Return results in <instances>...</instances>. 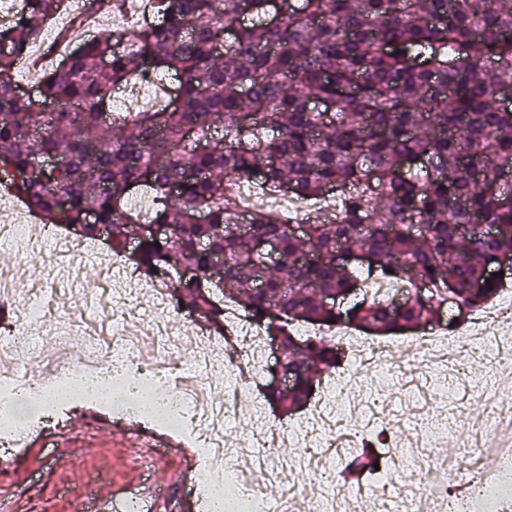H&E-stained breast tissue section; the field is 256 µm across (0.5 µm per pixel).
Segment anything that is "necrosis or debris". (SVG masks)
Here are the masks:
<instances>
[{
    "label": "necrosis or debris",
    "instance_id": "necrosis-or-debris-1",
    "mask_svg": "<svg viewBox=\"0 0 512 512\" xmlns=\"http://www.w3.org/2000/svg\"><path fill=\"white\" fill-rule=\"evenodd\" d=\"M0 242L18 247L40 244L51 249L58 266L83 257L103 268L98 286L82 302L78 314L57 317L54 334L64 344L48 358L39 354L45 311L35 301L30 318L0 333V361H10L14 375L0 378V471L13 473L23 456L26 433L63 431L73 412L100 406L120 419L140 420V401L150 398L166 411L155 425L189 439L200 460V477H189V488L210 501L215 489L236 491V512H290L291 501L303 502L305 512H362L363 502L340 501L336 495L335 463L359 448H371L381 471L407 473L411 491L396 496L391 484L369 480L364 488L375 512H495L512 499V474L483 467L485 456L512 460V288L503 287L484 312L472 313L466 325L442 327L407 339L400 355L389 345L373 342L345 325L330 330L300 327L303 336L330 334L346 356L335 377L319 390L312 405L292 426L256 428L236 435L238 410L247 396L237 372L266 367L271 347L261 323L235 309L226 315L235 334L230 341L212 337L206 320L182 328L168 314L181 312L178 296L164 277L144 279L135 269L102 247L66 241L40 216L14 200L6 180H0ZM154 300V311L136 309L142 295ZM472 351L489 361L504 381L488 389L461 361ZM213 364L227 369L223 382L202 374ZM109 381L111 399L101 401L92 391L62 398L73 383ZM392 390L386 407L379 395ZM478 400L484 406L472 430L461 439L469 448L470 464L442 458L441 445L456 423L449 393ZM27 400L34 420L16 421V405ZM410 414L414 432L410 444L400 445L380 430V419ZM301 460L318 488L317 495L295 491L280 494V483L294 460ZM266 477L264 490L253 488L252 473Z\"/></svg>",
    "mask_w": 512,
    "mask_h": 512
}]
</instances>
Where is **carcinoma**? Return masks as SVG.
Masks as SVG:
<instances>
[{
    "label": "carcinoma",
    "mask_w": 512,
    "mask_h": 512,
    "mask_svg": "<svg viewBox=\"0 0 512 512\" xmlns=\"http://www.w3.org/2000/svg\"><path fill=\"white\" fill-rule=\"evenodd\" d=\"M149 2L153 24L84 40L30 97L12 73L68 0H22L0 28V173L44 223L92 240L109 226L117 254L143 225L166 226L128 260L168 276L216 326L220 295L281 337L294 384L263 395L287 413L306 405L314 369L344 358L329 336L295 338V324L392 335L440 324L450 296L468 309L496 298L485 265L512 255V108L497 98L512 88V0ZM150 74L170 76L173 93L112 111L116 89ZM52 155L66 164L34 167ZM242 178L281 196L334 195L340 208L300 237L279 211L254 209L243 235L228 207ZM136 193L153 196L151 213L129 206ZM268 239L288 263L268 265ZM375 280L390 288L370 290ZM336 296L349 307L324 304ZM374 464L350 454L343 470Z\"/></svg>",
    "instance_id": "obj_1"
}]
</instances>
